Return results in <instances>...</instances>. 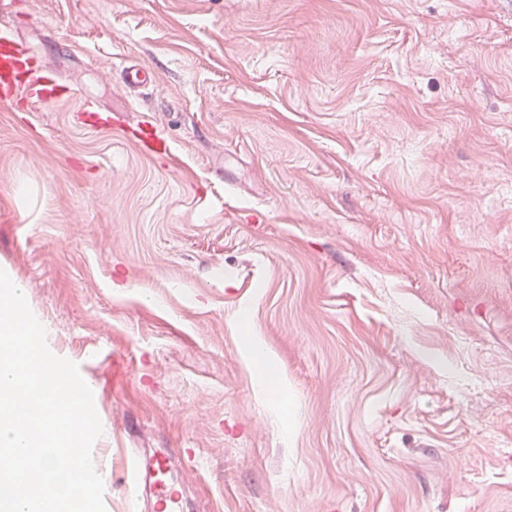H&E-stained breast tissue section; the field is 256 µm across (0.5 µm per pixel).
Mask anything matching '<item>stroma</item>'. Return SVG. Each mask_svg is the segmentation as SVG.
Segmentation results:
<instances>
[{
  "mask_svg": "<svg viewBox=\"0 0 512 512\" xmlns=\"http://www.w3.org/2000/svg\"><path fill=\"white\" fill-rule=\"evenodd\" d=\"M13 23L73 94L0 105V270L93 392L112 512L135 448L196 452L189 512H512V0ZM86 102L155 116L174 162L78 126ZM250 357L263 389L266 391H278L283 386L284 381L279 374L268 372L271 359L266 351L259 345L253 344L250 348Z\"/></svg>",
  "mask_w": 512,
  "mask_h": 512,
  "instance_id": "35a3bbf8",
  "label": "stroma"
}]
</instances>
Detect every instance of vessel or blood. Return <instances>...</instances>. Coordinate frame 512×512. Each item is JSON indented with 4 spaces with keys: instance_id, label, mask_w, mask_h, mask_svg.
Returning a JSON list of instances; mask_svg holds the SVG:
<instances>
[{
    "instance_id": "obj_1",
    "label": "vessel or blood",
    "mask_w": 512,
    "mask_h": 512,
    "mask_svg": "<svg viewBox=\"0 0 512 512\" xmlns=\"http://www.w3.org/2000/svg\"><path fill=\"white\" fill-rule=\"evenodd\" d=\"M68 95V88L57 76L38 65L34 55L23 47L16 29L9 22L0 23V102L24 112L30 105L56 104ZM80 120L94 129L120 131L144 156L173 157L172 141L154 117L133 122L123 113L103 112L88 104L81 108ZM171 460L166 452L132 454L123 485L133 512H182L181 486L162 477Z\"/></svg>"
}]
</instances>
